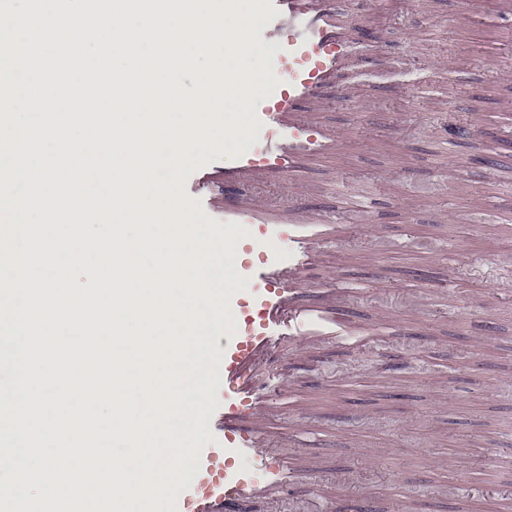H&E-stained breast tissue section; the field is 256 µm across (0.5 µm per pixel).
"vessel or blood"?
Wrapping results in <instances>:
<instances>
[{
	"instance_id": "obj_1",
	"label": "vessel or blood",
	"mask_w": 512,
	"mask_h": 512,
	"mask_svg": "<svg viewBox=\"0 0 512 512\" xmlns=\"http://www.w3.org/2000/svg\"><path fill=\"white\" fill-rule=\"evenodd\" d=\"M271 4L275 13L263 35L275 48L271 69L279 84L255 101L256 132L263 140L232 166L200 167L198 177L209 191L207 208L221 226L253 224L265 236L281 234L291 224L323 221L305 208L284 210L243 196L242 190L263 183L268 174L287 175L306 156L334 150V132L313 122L308 109L321 101L347 60L335 0ZM289 241V254L267 249L258 262L239 269L243 289L229 301L236 332L218 340L221 361L213 367L224 388L223 405L209 413L216 443L203 445L188 463L190 479L177 491L176 512H238L243 501L288 491V435L267 428L265 374L285 347L343 331L323 308L301 303L297 290L310 250L301 235Z\"/></svg>"
}]
</instances>
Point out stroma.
<instances>
[{
	"label": "stroma",
	"instance_id": "35a3bbf8",
	"mask_svg": "<svg viewBox=\"0 0 512 512\" xmlns=\"http://www.w3.org/2000/svg\"><path fill=\"white\" fill-rule=\"evenodd\" d=\"M350 61L314 118L335 152L255 187L332 217L302 283L357 282L351 328L274 365L269 422L294 439L297 490L244 512H501L512 500V40L503 0H339ZM472 134L445 145L446 118ZM455 244L454 288L445 250ZM407 364L395 368L394 359Z\"/></svg>",
	"mask_w": 512,
	"mask_h": 512
}]
</instances>
